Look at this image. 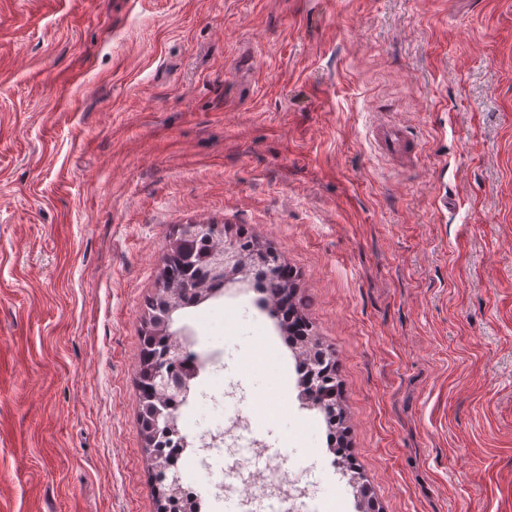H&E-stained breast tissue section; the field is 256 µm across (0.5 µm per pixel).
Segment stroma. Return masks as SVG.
<instances>
[{
	"label": "stroma",
	"mask_w": 512,
	"mask_h": 512,
	"mask_svg": "<svg viewBox=\"0 0 512 512\" xmlns=\"http://www.w3.org/2000/svg\"><path fill=\"white\" fill-rule=\"evenodd\" d=\"M188 224L282 255L376 512H512V0H0V512H157L137 371ZM255 299L180 317L186 429L223 375L260 464L313 449L358 512L275 321L226 353ZM378 147L389 156H402L407 153L409 138L404 130L396 125L382 124L372 130Z\"/></svg>",
	"instance_id": "obj_1"
}]
</instances>
